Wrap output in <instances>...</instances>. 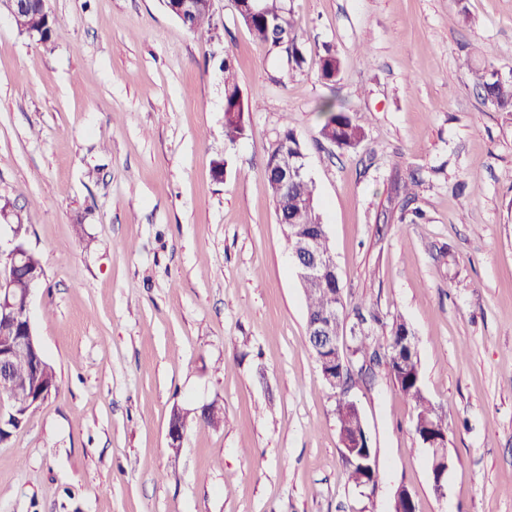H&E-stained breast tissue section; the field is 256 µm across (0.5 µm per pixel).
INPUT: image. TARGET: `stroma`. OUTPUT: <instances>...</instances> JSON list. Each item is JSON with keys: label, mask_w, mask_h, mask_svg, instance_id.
<instances>
[{"label": "stroma", "mask_w": 512, "mask_h": 512, "mask_svg": "<svg viewBox=\"0 0 512 512\" xmlns=\"http://www.w3.org/2000/svg\"><path fill=\"white\" fill-rule=\"evenodd\" d=\"M48 3L46 45L0 11V196L44 265L30 317L58 380L0 443V512H391L401 485L416 512H512V112L476 82L512 73V0H285L307 49L285 83L232 0H213L207 44L161 0ZM227 57L254 105L233 143ZM326 103L363 127L359 146L320 136ZM285 126L346 307L369 301L416 338L448 414L444 495L381 363L349 392L378 488L347 478L267 182ZM413 177L416 224L395 191ZM213 402L217 429L195 417ZM176 406L191 415L177 452Z\"/></svg>", "instance_id": "stroma-1"}]
</instances>
